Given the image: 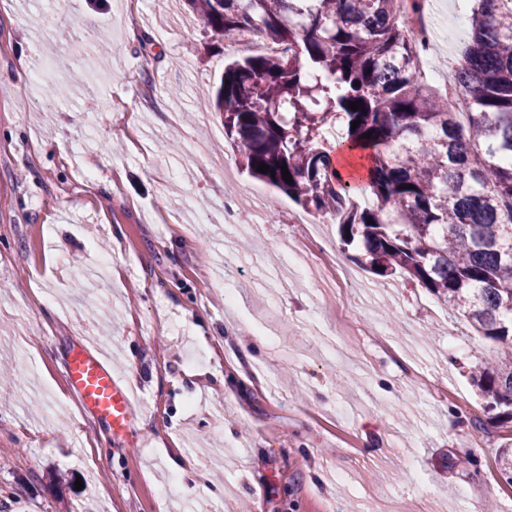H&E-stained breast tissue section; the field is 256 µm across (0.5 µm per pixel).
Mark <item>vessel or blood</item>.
<instances>
[{
	"label": "vessel or blood",
	"mask_w": 512,
	"mask_h": 512,
	"mask_svg": "<svg viewBox=\"0 0 512 512\" xmlns=\"http://www.w3.org/2000/svg\"><path fill=\"white\" fill-rule=\"evenodd\" d=\"M64 380L86 416L104 422L114 437L129 435L136 413L133 385L108 360L85 345H75L64 366Z\"/></svg>",
	"instance_id": "obj_1"
}]
</instances>
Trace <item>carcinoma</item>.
Wrapping results in <instances>:
<instances>
[{
	"mask_svg": "<svg viewBox=\"0 0 512 512\" xmlns=\"http://www.w3.org/2000/svg\"><path fill=\"white\" fill-rule=\"evenodd\" d=\"M185 2L216 36L286 46L224 65L207 97L251 176L334 217L357 263L417 282L464 318L489 349L471 379L485 409L512 422V0L471 11L451 62L464 121L419 76L426 41L411 24L424 0ZM331 125L344 131L335 144L323 138ZM357 166L365 177L342 171ZM496 463L512 486V448Z\"/></svg>",
	"mask_w": 512,
	"mask_h": 512,
	"instance_id": "1",
	"label": "carcinoma"
}]
</instances>
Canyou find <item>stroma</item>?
<instances>
[{
  "label": "stroma",
  "instance_id": "stroma-1",
  "mask_svg": "<svg viewBox=\"0 0 512 512\" xmlns=\"http://www.w3.org/2000/svg\"><path fill=\"white\" fill-rule=\"evenodd\" d=\"M470 9L429 0L426 80ZM246 52L183 0H0V365L20 369L0 381V512H512L495 461L512 428L469 378L485 341L416 282L355 264L334 226L286 269L301 207L241 170L218 116L199 129ZM333 250L355 286L330 294ZM79 342L141 388L133 440L65 392ZM458 453L471 464L449 468Z\"/></svg>",
  "mask_w": 512,
  "mask_h": 512
}]
</instances>
